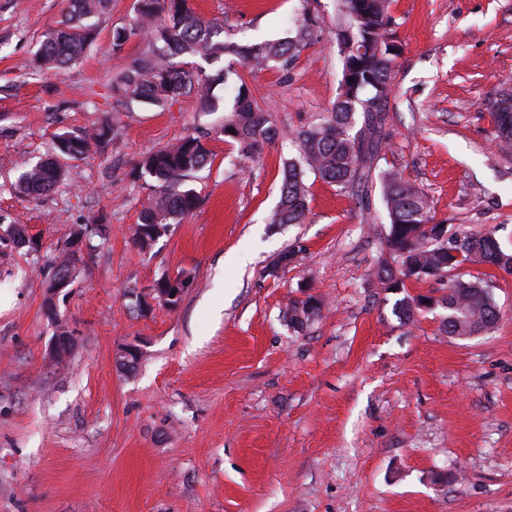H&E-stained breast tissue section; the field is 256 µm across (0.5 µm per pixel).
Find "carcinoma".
<instances>
[{
	"label": "carcinoma",
	"mask_w": 512,
	"mask_h": 512,
	"mask_svg": "<svg viewBox=\"0 0 512 512\" xmlns=\"http://www.w3.org/2000/svg\"><path fill=\"white\" fill-rule=\"evenodd\" d=\"M110 0H67L65 18L50 29L35 55L36 70L60 73L76 64L96 38L93 19ZM347 28L337 36L342 58L341 93L331 112L313 125L293 133L299 158L288 161L280 186L274 224H300L307 211L304 184L310 171L324 182L351 191L360 209L370 210L373 188L379 189L389 218L387 257L374 270L377 287L400 293L411 280L448 279V291L433 304L450 306L443 327L450 336L489 332L500 320L488 273L465 279L456 270L466 264L512 273V254L491 235L467 232L444 240L437 233L429 197L394 166L380 167L391 139L388 102L393 59L379 46L388 40L392 18L387 0H340ZM146 36L149 49L112 80V92L127 107L162 109L181 95L197 98L202 112H217L213 94L224 83V70L211 75L202 63L232 56L243 68H286L305 46L308 32L300 27L284 41L243 47L224 39V27L196 14L189 0H138L137 14L127 27L112 30V53L122 52L134 36ZM496 137L503 150L512 149V112H492ZM116 126L107 120L89 132L63 131L56 136L53 155L28 169L19 189L39 196L63 183L66 162L83 159L91 147L110 141ZM224 136L238 145L240 156L252 160L277 134L272 113L261 108L244 85L235 88L233 104L224 112ZM211 163V152L198 136L187 134L176 143L144 155L137 175L152 188L132 229L136 246L148 250L165 236L176 220L192 214L198 195L188 185L195 173ZM86 262L70 255L58 272L76 280ZM426 297L396 300L394 314L411 318Z\"/></svg>",
	"instance_id": "cac0c4a2"
}]
</instances>
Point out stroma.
Masks as SVG:
<instances>
[{
  "mask_svg": "<svg viewBox=\"0 0 512 512\" xmlns=\"http://www.w3.org/2000/svg\"><path fill=\"white\" fill-rule=\"evenodd\" d=\"M137 0H112L98 37L63 74L34 69L65 0H0V512H512V274L495 271L501 319L461 339L440 307L412 320L372 272L385 252L380 197L369 212L306 173L303 223L272 225L290 135L330 112L342 63L337 0H190L238 43L309 39L287 69L245 73L279 131L240 158L193 96L126 109L112 78L147 47L119 55L113 28ZM398 46L389 99V163L425 192L449 232L494 234L512 251V150L490 104L512 88V0H391ZM117 127L72 162L64 185L15 191L55 135ZM203 135L212 163L192 178L196 211L151 250L132 240L149 190L148 152ZM37 250L4 243L13 225ZM78 224H107L87 265L44 308L46 285ZM296 250L277 275L269 264ZM190 278L181 302L144 312L135 292ZM317 318L294 330L293 301ZM75 338L53 359L57 325ZM135 345L133 371L115 364Z\"/></svg>",
  "mask_w": 512,
  "mask_h": 512,
  "instance_id": "stroma-1",
  "label": "stroma"
}]
</instances>
